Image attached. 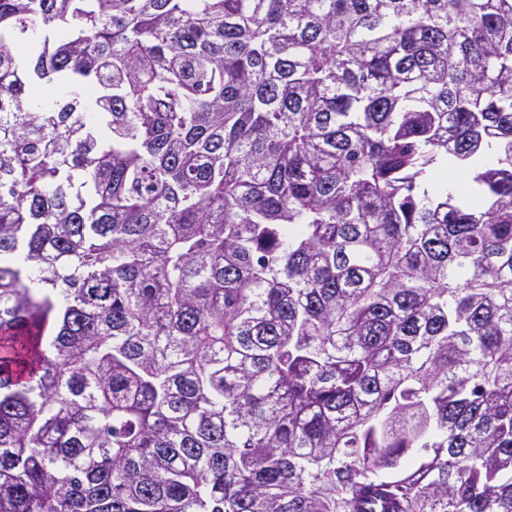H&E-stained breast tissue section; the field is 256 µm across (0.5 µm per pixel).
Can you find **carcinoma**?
I'll return each instance as SVG.
<instances>
[{
	"mask_svg": "<svg viewBox=\"0 0 512 512\" xmlns=\"http://www.w3.org/2000/svg\"><path fill=\"white\" fill-rule=\"evenodd\" d=\"M371 497L512 512V0H0V512Z\"/></svg>",
	"mask_w": 512,
	"mask_h": 512,
	"instance_id": "cac0c4a2",
	"label": "carcinoma"
}]
</instances>
